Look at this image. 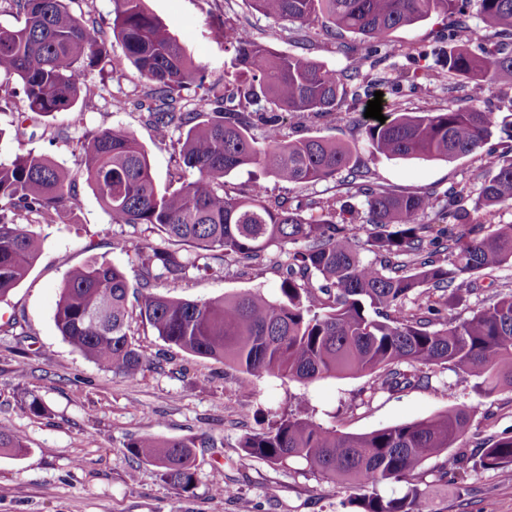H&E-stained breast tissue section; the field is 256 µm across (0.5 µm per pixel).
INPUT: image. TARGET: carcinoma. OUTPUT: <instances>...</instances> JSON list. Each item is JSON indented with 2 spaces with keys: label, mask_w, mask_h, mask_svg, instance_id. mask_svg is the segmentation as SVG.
Returning a JSON list of instances; mask_svg holds the SVG:
<instances>
[{
  "label": "carcinoma",
  "mask_w": 512,
  "mask_h": 512,
  "mask_svg": "<svg viewBox=\"0 0 512 512\" xmlns=\"http://www.w3.org/2000/svg\"><path fill=\"white\" fill-rule=\"evenodd\" d=\"M24 18L20 27H0V76L22 83L23 110L53 117L76 111L86 75L109 57L110 38L145 79V99H116L118 111L147 112L160 131H176L178 180L169 191L156 185L149 154L122 127L89 130L77 143L83 175L112 223L131 228L128 243L140 256L139 315L166 343L192 355L259 377L313 383L337 375H369L361 404L377 394L420 380L408 368L444 366L480 379L478 388H512V294L471 318L457 321L448 309L474 291L473 276L512 264V224L487 232L470 224V213L512 206V113L501 115L474 103L492 86L512 85V0H476L482 25L468 23L471 0H251L273 19L304 27L316 18L329 36L359 35L369 46L357 65L338 75L304 56L277 51L248 29L218 27L233 50V71L224 84L183 101L181 91L202 82L195 62L144 0H112V33L91 16L77 15L69 0H0ZM434 14L454 18L448 46L432 50L448 76L467 85L470 106L437 112H386L385 123L362 118L359 129L372 154L386 159L452 160L478 155L488 176L475 195L452 185L439 199L386 187L353 160L351 148L324 137L290 138L287 123L336 117L346 98L374 99L382 85L363 69L390 31ZM427 70L397 76L393 89L413 90ZM262 129L257 138L252 129ZM499 136L503 150L484 149ZM258 167L280 182L337 181L346 201L294 204L270 200L257 181L244 196L224 189V177ZM77 184L69 169L28 151L0 161V301L28 275L43 240L28 229L70 219ZM437 209L442 227L418 222ZM366 231L360 240L359 230ZM158 236L160 246L144 236ZM280 249L286 277L280 295L259 291L203 301L172 299L152 291L159 280H182L210 261L233 256L258 266L270 248ZM381 257L366 261L361 251ZM450 257V265L436 256ZM129 284L106 260L71 267L56 303L61 336L99 368L130 382L150 367L129 333ZM471 411L450 407L431 417L363 434L340 433L309 418L286 413L267 428L239 440L243 457L273 465L303 461L324 478L359 494L360 512H429L418 482L427 475L447 483L444 454L463 438ZM195 439L153 435L123 444L127 455L159 469L165 482L189 492L196 481ZM28 452L24 438L0 422V452ZM435 465L422 472L431 460ZM512 464V435L483 442L476 466L498 470ZM405 482L400 497L385 499L378 485Z\"/></svg>",
  "instance_id": "1"
}]
</instances>
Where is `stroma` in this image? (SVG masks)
<instances>
[{"label":"stroma","mask_w":512,"mask_h":512,"mask_svg":"<svg viewBox=\"0 0 512 512\" xmlns=\"http://www.w3.org/2000/svg\"><path fill=\"white\" fill-rule=\"evenodd\" d=\"M149 11L176 37L187 53L204 66L203 86H191L198 98L206 86L220 84L231 68L232 52L215 30L224 20L246 25L274 49L302 55L327 69L343 71L353 63L347 46L360 45L347 34L332 39L323 19L308 26V44L297 43L294 23L255 12L249 0H145ZM449 20L434 15L392 32L373 56L374 77L392 83L418 66L419 52L442 45ZM90 97L77 109L82 122L60 113L41 119L40 135L17 138L11 112H0V161L34 151L48 155L77 177L76 217L69 224H38L43 250L28 276L0 301V422L20 433L26 455H0V512H351V489L338 486L305 463L278 467L246 459L238 446L249 431L266 427L284 409L312 418L342 433L361 434L409 423L451 406L474 408L467 436L446 457L449 469L463 467L464 477L435 488L433 512H512V465L496 471L474 468L480 443L512 433V390L477 392L475 378L441 368H420L419 385L400 392H382L367 405L359 394L369 377L339 376L314 383L282 382L255 377L242 388L241 372L224 363L197 357L169 346L130 310L131 339L160 369L145 372L137 382L101 370L74 350L54 323L55 304L66 272L97 257L122 268L137 285L139 266L130 247L120 245V227L99 204L81 176L76 150L86 130L120 126L133 132L147 150L159 187H168L175 171L171 142L175 132L160 134L139 111L113 108L117 98H138L145 81L113 43L111 59L87 77ZM466 84L445 76L421 81L415 90L384 95L383 111L435 112L467 103ZM363 105L345 104L336 119L306 122L290 135L323 136L350 144L358 162L367 165L379 183L397 191L443 194L450 185L478 192L486 170L477 158L386 159L373 156L357 129ZM279 251L270 249L261 269L245 272L234 262L209 276L158 281L156 292L183 300H205L247 290L279 295L282 280ZM476 294L454 309L464 320L512 293V266L477 273ZM38 396L48 407L31 414L26 403ZM165 439L208 440L196 448V483L187 493L166 483L157 468L128 457L124 442L141 435ZM223 470L233 496L216 494L212 479Z\"/></svg>","instance_id":"35a3bbf8"}]
</instances>
